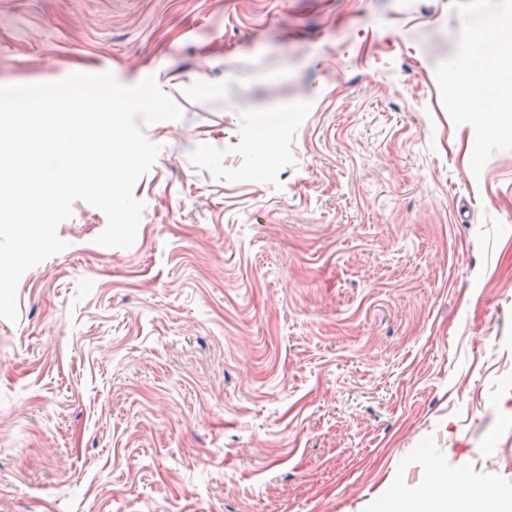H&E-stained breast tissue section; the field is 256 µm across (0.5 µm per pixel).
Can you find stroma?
Segmentation results:
<instances>
[{
	"instance_id": "stroma-1",
	"label": "stroma",
	"mask_w": 512,
	"mask_h": 512,
	"mask_svg": "<svg viewBox=\"0 0 512 512\" xmlns=\"http://www.w3.org/2000/svg\"><path fill=\"white\" fill-rule=\"evenodd\" d=\"M512 0H0V86L105 67L178 121L128 248L75 202L0 319V512H512ZM272 160L261 164L257 142ZM460 102L465 105L469 112L475 113L480 119H489L494 117L495 103L487 98L467 92L462 95ZM423 496L436 507H443L448 499L457 503L458 512H473L472 499L463 484L453 473L444 476L439 466H432Z\"/></svg>"
}]
</instances>
